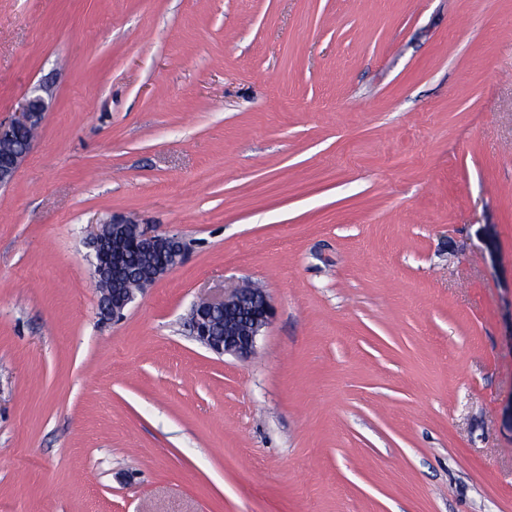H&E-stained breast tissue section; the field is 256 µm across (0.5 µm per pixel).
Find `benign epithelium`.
Segmentation results:
<instances>
[{"label":"benign epithelium","instance_id":"7a95c632","mask_svg":"<svg viewBox=\"0 0 512 512\" xmlns=\"http://www.w3.org/2000/svg\"><path fill=\"white\" fill-rule=\"evenodd\" d=\"M52 85L44 82L27 97L15 117L0 124V187L10 184L27 157L31 133L40 124L52 99ZM126 220L116 219L112 226L98 227L90 241L94 251L93 278L114 268L117 254L127 242ZM132 243L139 248L156 251L162 262L154 272L143 278L136 288H114L99 298L100 314L119 320L137 294L153 286L159 279L177 267L183 260L185 245L176 235L162 234L148 224H138ZM272 306L267 293L261 288H233L220 297H205L193 304L188 326L191 335L202 346L218 355L231 354L241 359L254 351L258 336L269 324Z\"/></svg>","mask_w":512,"mask_h":512}]
</instances>
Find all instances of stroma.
Returning <instances> with one entry per match:
<instances>
[{
  "mask_svg": "<svg viewBox=\"0 0 512 512\" xmlns=\"http://www.w3.org/2000/svg\"><path fill=\"white\" fill-rule=\"evenodd\" d=\"M44 81L0 512H512V0H0V124ZM114 216L186 245L116 322ZM244 281L274 316L216 355L189 308Z\"/></svg>",
  "mask_w": 512,
  "mask_h": 512,
  "instance_id": "1",
  "label": "stroma"
}]
</instances>
